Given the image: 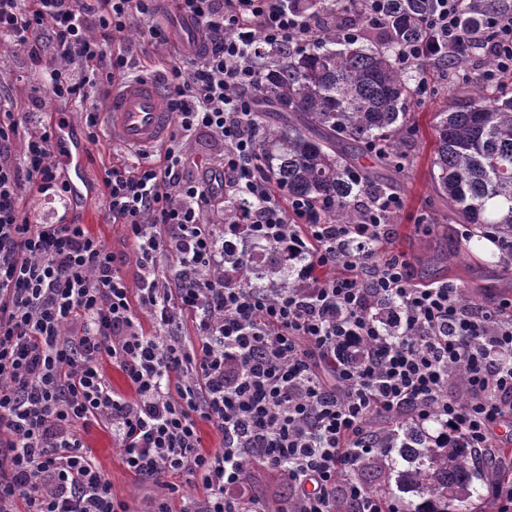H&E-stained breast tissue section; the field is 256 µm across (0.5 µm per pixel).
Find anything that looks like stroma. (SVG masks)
Masks as SVG:
<instances>
[{
	"instance_id": "35a3bbf8",
	"label": "stroma",
	"mask_w": 512,
	"mask_h": 512,
	"mask_svg": "<svg viewBox=\"0 0 512 512\" xmlns=\"http://www.w3.org/2000/svg\"><path fill=\"white\" fill-rule=\"evenodd\" d=\"M425 77L432 91L428 97L413 98L408 109L407 150L404 170L395 179L392 190L404 201V209L394 220L390 248L404 252L412 265L418 283L437 280L438 274L429 265L430 259L449 257L447 278L471 295L477 304L500 297L501 282L506 276L503 267L488 264L482 255L469 252L468 241L459 237L460 225L449 223L448 210L435 192L431 180L433 156V118L435 113L465 104L468 91L458 81L449 79L446 70L428 66ZM38 81L32 76L24 53L11 54L0 67V96L29 101ZM69 138L83 146L88 172L79 189L78 202L70 199L24 198L21 209L31 219L55 222L60 219L90 225L103 242L121 260V272L129 285H136V256L128 245L122 225L113 223L103 202L101 168L113 154H126V146L110 136L99 143L88 142L82 114L74 106H66ZM96 463L112 481V490L125 501L130 512H147L149 505L166 504L169 512H180L181 499L164 500L159 489L143 483L125 467L121 452L104 426H90L84 435Z\"/></svg>"
}]
</instances>
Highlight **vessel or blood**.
Instances as JSON below:
<instances>
[{"instance_id": "b4317fda", "label": "vessel or blood", "mask_w": 512, "mask_h": 512, "mask_svg": "<svg viewBox=\"0 0 512 512\" xmlns=\"http://www.w3.org/2000/svg\"><path fill=\"white\" fill-rule=\"evenodd\" d=\"M100 112L112 137L133 148H151L163 142L173 123L158 83L148 78L122 83ZM57 157L72 169L76 180L85 178L80 153L72 151L65 140L57 142Z\"/></svg>"}]
</instances>
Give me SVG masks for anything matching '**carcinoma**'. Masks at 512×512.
Masks as SVG:
<instances>
[{
  "instance_id": "obj_1",
  "label": "carcinoma",
  "mask_w": 512,
  "mask_h": 512,
  "mask_svg": "<svg viewBox=\"0 0 512 512\" xmlns=\"http://www.w3.org/2000/svg\"><path fill=\"white\" fill-rule=\"evenodd\" d=\"M338 0H288L295 11L313 10L329 24L304 49L269 44L260 53L256 112L283 113L281 125L259 127V150L277 187L291 197L333 202L326 218L351 224L358 200L377 199L389 190L378 168L394 166L406 152L405 120L414 89L398 68V49L424 41L430 31L421 19L433 0H392L390 24L345 39L336 28ZM487 6L476 0L464 24H481ZM432 181L448 208V219L492 226L512 240V98L479 86L469 101L439 112L434 125ZM373 143L379 153H370ZM355 170L361 182L349 178ZM224 266L238 267L241 282L264 269L294 287L291 265L268 263L260 252L238 259L224 252ZM371 314L384 332H400L395 307L378 304ZM383 472L388 495L406 512H472L490 478L502 480L505 469L488 470L471 449L443 442L414 421L400 422L387 447L365 463Z\"/></svg>"
}]
</instances>
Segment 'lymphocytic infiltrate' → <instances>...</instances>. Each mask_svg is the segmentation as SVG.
Returning a JSON list of instances; mask_svg holds the SVG:
<instances>
[{"mask_svg":"<svg viewBox=\"0 0 512 512\" xmlns=\"http://www.w3.org/2000/svg\"><path fill=\"white\" fill-rule=\"evenodd\" d=\"M435 2L432 41L401 46L400 67L484 49L493 65L483 84L512 73V7L468 29L465 0ZM168 7L200 35L163 66L174 128L158 156L139 151L102 175L137 290L85 225L22 216L24 196L67 197L71 184L54 159V123L28 126L26 105L0 98V512H128L84 444L93 422L109 425L129 472L163 495L198 488L181 512H402L354 476L390 436L366 430L372 414L436 422L479 453L511 446L512 297L463 305L451 283L415 284L405 255L377 260L402 208L396 194L331 224L329 203L271 189L251 118L259 46L309 44L319 16L288 0H0V41L26 54L39 101H105L130 77L138 42L168 41L155 22ZM203 133L222 152L197 178L186 147ZM19 135L20 159L10 149ZM228 198L241 202L239 220L208 221ZM245 240L294 260L297 287L225 273V245ZM336 267L346 276H330ZM385 301L399 308L400 335L369 312ZM145 315L159 335L146 334ZM352 348L355 363L344 358ZM107 362L133 398L112 389ZM204 421L220 448L203 450ZM262 470L285 480L286 498L250 493Z\"/></svg>","mask_w":512,"mask_h":512,"instance_id":"lymphocytic-infiltrate-1","label":"lymphocytic infiltrate"}]
</instances>
